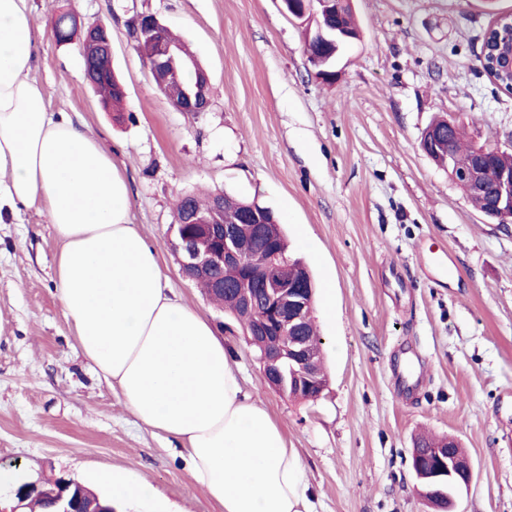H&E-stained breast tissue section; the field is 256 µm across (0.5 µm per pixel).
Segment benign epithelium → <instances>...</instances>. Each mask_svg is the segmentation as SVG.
<instances>
[{
	"instance_id": "obj_1",
	"label": "benign epithelium",
	"mask_w": 512,
	"mask_h": 512,
	"mask_svg": "<svg viewBox=\"0 0 512 512\" xmlns=\"http://www.w3.org/2000/svg\"><path fill=\"white\" fill-rule=\"evenodd\" d=\"M290 15L307 24L308 40L320 44L322 53L309 55L320 79L335 76L331 63L341 51L359 35L343 29L329 31L323 26L321 17L337 13L345 6L346 0H281ZM136 48L149 63L150 69H164L174 75L185 65V61L172 45L158 42V34L164 25L151 13L139 14L133 23ZM80 44L86 55H103L112 58V36L109 28L96 23L78 29ZM481 68L493 74L512 78V36L498 38L493 48L483 47L480 56ZM208 76L200 72L192 90L185 92L177 110L180 112H203L209 104ZM424 152L437 153L449 146L444 131L433 126L423 135ZM488 148L484 147L473 157L470 166L454 170L451 177L456 182H465L478 195L490 194L491 211L500 224L512 223V170H502L489 183L484 167ZM224 209L222 202L213 205V211H194L185 223L194 225V231H182L170 238V247L177 256L181 274L193 281H207L212 289L237 290L236 316L246 337L280 336L288 337V343L265 350L259 357L261 369L268 385L279 393L284 392L287 379H292L295 394H306L319 398L325 388L318 380V374L311 356V340L307 329V317L314 301V288L308 272L289 271V262L280 252L271 248L258 253L255 246L260 241L272 242L277 238L280 224L268 221L264 211L250 207V213L236 224L222 225V232H216L219 213ZM226 267L241 271V277L226 283L219 272ZM412 469L419 482L431 487L448 480L454 481L458 490L470 486L472 467L470 463L451 455L446 448H434L429 457L412 454ZM60 479L48 478L40 484L31 483L16 492L18 503L36 499L46 493V487H55L58 500L63 502L60 512H82L80 498L63 500L58 490Z\"/></svg>"
}]
</instances>
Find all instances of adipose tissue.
<instances>
[{
  "instance_id": "adipose-tissue-1",
  "label": "adipose tissue",
  "mask_w": 512,
  "mask_h": 512,
  "mask_svg": "<svg viewBox=\"0 0 512 512\" xmlns=\"http://www.w3.org/2000/svg\"><path fill=\"white\" fill-rule=\"evenodd\" d=\"M44 27L28 0H0V223L40 209L61 243L59 298L83 357L142 425L180 441L222 512H312L300 457L248 397L211 323L171 295L131 221L128 184L98 139L49 112L32 78ZM112 504L156 489L110 470Z\"/></svg>"
}]
</instances>
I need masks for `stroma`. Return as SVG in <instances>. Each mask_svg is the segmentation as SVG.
Here are the masks:
<instances>
[{
	"instance_id": "35a3bbf8",
	"label": "stroma",
	"mask_w": 512,
	"mask_h": 512,
	"mask_svg": "<svg viewBox=\"0 0 512 512\" xmlns=\"http://www.w3.org/2000/svg\"><path fill=\"white\" fill-rule=\"evenodd\" d=\"M112 30L121 111L88 86L79 42L46 33L32 75L55 116L83 126L127 179L132 220L165 284L220 328L245 391L297 449L315 512H433L411 453L454 437L473 468L457 512H512V224H496L420 148L438 117L476 143L512 142V94L483 73L493 12L512 0H351L362 37L317 79L305 28L280 0H29ZM150 12L209 76L202 112L173 108L132 38ZM219 190L278 215L316 284L327 387L297 401L264 383L237 323L182 277L174 204ZM61 248L36 210L0 223V468L36 483L116 470L183 512H221L164 435L136 422L81 355L63 316Z\"/></svg>"
}]
</instances>
